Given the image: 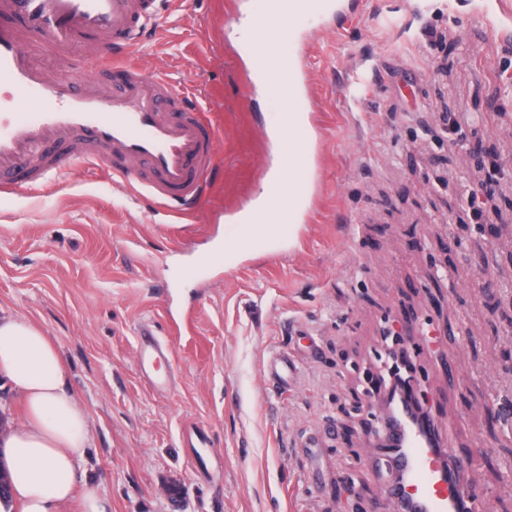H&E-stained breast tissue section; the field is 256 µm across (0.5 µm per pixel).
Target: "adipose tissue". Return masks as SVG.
Wrapping results in <instances>:
<instances>
[{"label":"adipose tissue","instance_id":"ef3b65f1","mask_svg":"<svg viewBox=\"0 0 512 512\" xmlns=\"http://www.w3.org/2000/svg\"><path fill=\"white\" fill-rule=\"evenodd\" d=\"M239 31L262 64L284 74L282 37L260 35L248 19ZM312 137L305 117L294 112L287 132L272 133L275 157L267 177L280 192L275 199H261L258 217L245 225L242 239L225 242V265L237 263L245 252L296 238L300 226L291 213L296 188L289 173L300 166L299 149L311 145ZM0 380L22 409L21 417L0 420V462L9 476L12 512H63L77 496L82 512H106L96 487L77 489L80 465L94 440L92 419L71 389L59 346L42 326L0 315Z\"/></svg>","mask_w":512,"mask_h":512}]
</instances>
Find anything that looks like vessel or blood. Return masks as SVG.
<instances>
[{"mask_svg":"<svg viewBox=\"0 0 512 512\" xmlns=\"http://www.w3.org/2000/svg\"><path fill=\"white\" fill-rule=\"evenodd\" d=\"M160 29L157 0H0V194L49 190L77 165L108 162L113 181L165 206L194 210L215 170L217 134L167 71L145 74L141 41ZM64 72L50 77L46 61ZM140 360L172 350L142 325ZM434 419L390 412L381 453L397 474L398 512H470Z\"/></svg>","mask_w":512,"mask_h":512,"instance_id":"vessel-or-blood-1","label":"vessel or blood"}]
</instances>
